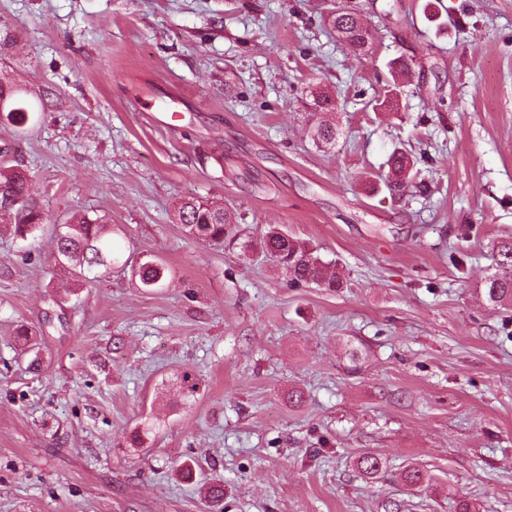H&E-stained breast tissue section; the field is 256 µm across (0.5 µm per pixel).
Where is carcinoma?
<instances>
[{
	"instance_id": "carcinoma-1",
	"label": "carcinoma",
	"mask_w": 512,
	"mask_h": 512,
	"mask_svg": "<svg viewBox=\"0 0 512 512\" xmlns=\"http://www.w3.org/2000/svg\"><path fill=\"white\" fill-rule=\"evenodd\" d=\"M336 33L354 48L364 51L368 46L369 32L356 11L334 14ZM16 90L0 81V102L4 103L7 116L18 123L26 119V109L15 100ZM393 184L392 190L406 187L413 179L414 161L405 151H395L388 159ZM32 175L21 165L0 167V224L13 228L20 239L34 237L46 230L47 218L30 192ZM178 219L192 238L208 242H222L232 232V225L224 207L212 202L187 198L178 204ZM107 215L90 217L79 214L61 230H53L56 240L55 261L71 267L76 282L84 279V272L93 268L108 269L120 262L118 247L105 231ZM260 246L274 262L285 269L291 284L300 287L310 284L326 288L342 287L339 274L328 271L327 266L307 246L289 236L276 226H271L260 239ZM496 271L485 281V295L491 306L512 305V240L501 241L493 248ZM134 275L144 288H153L165 278V267L157 261H147ZM382 461L371 453L357 459V469L366 476L381 470Z\"/></svg>"
}]
</instances>
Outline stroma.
Masks as SVG:
<instances>
[{
    "label": "stroma",
    "mask_w": 512,
    "mask_h": 512,
    "mask_svg": "<svg viewBox=\"0 0 512 512\" xmlns=\"http://www.w3.org/2000/svg\"><path fill=\"white\" fill-rule=\"evenodd\" d=\"M352 3L365 54L332 0H0V79L28 110L0 122V165L31 169L49 223L107 215L123 258L76 291L52 234L0 226V512H209L201 477L224 512H512V306L484 295L512 237V0ZM397 149L418 176L392 193ZM184 198L222 204L231 239L189 237ZM271 224L342 288L292 286L257 245ZM333 26L336 33L350 45L360 51L368 46L369 32L364 26L360 14L355 11L334 13ZM165 270L161 263L152 260L141 264L134 275L143 288H153L163 281Z\"/></svg>",
    "instance_id": "35a3bbf8"
}]
</instances>
